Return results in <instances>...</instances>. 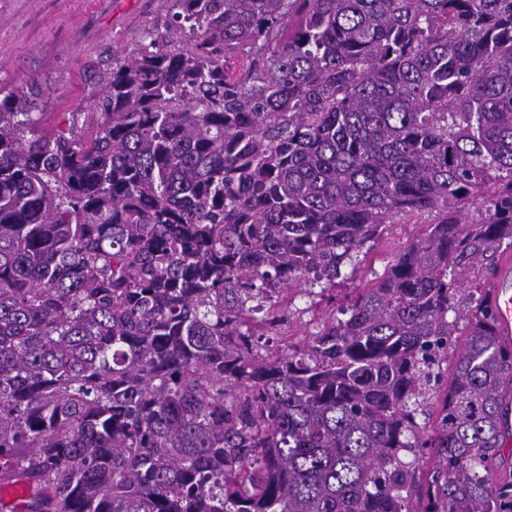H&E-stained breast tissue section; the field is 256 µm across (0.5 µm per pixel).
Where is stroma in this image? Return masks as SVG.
<instances>
[{
    "label": "stroma",
    "mask_w": 512,
    "mask_h": 512,
    "mask_svg": "<svg viewBox=\"0 0 512 512\" xmlns=\"http://www.w3.org/2000/svg\"><path fill=\"white\" fill-rule=\"evenodd\" d=\"M168 21L163 0H0V87L17 92L38 85L34 116L43 131H52L65 113L91 104L114 54L136 47L145 31L165 34ZM423 230L413 223L387 225L356 273L337 287L334 301L293 284L279 296L281 336L296 341L318 332L347 293L382 275Z\"/></svg>",
    "instance_id": "1"
}]
</instances>
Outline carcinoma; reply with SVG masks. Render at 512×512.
<instances>
[{
  "mask_svg": "<svg viewBox=\"0 0 512 512\" xmlns=\"http://www.w3.org/2000/svg\"><path fill=\"white\" fill-rule=\"evenodd\" d=\"M168 2L95 111L0 98V512H512V338L471 279L512 246V0ZM411 216L282 349L274 294ZM424 227V224H413V221L408 224H388L356 273L336 287L333 292L336 298L330 303H327L328 297L321 299L320 296L308 294L309 286L304 283H295L291 290L281 293L278 300L279 309L284 310L280 314L284 321L278 326L280 336L289 337V341H297L318 332L334 306L337 310L346 303L347 293L353 288H364L376 276L382 275L399 250L419 236Z\"/></svg>",
  "mask_w": 512,
  "mask_h": 512,
  "instance_id": "cac0c4a2",
  "label": "carcinoma"
}]
</instances>
